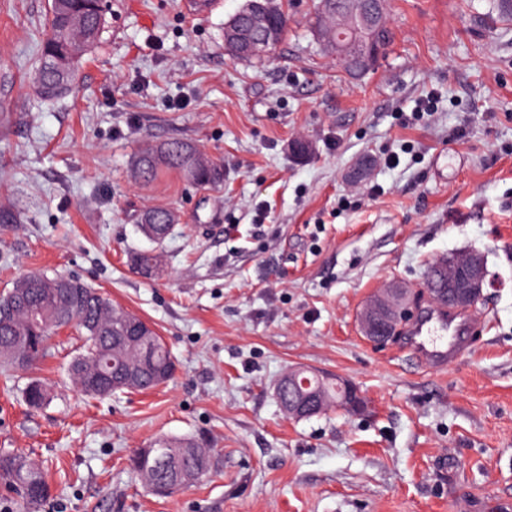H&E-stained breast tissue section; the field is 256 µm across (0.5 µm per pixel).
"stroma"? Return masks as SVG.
Listing matches in <instances>:
<instances>
[{
    "mask_svg": "<svg viewBox=\"0 0 512 512\" xmlns=\"http://www.w3.org/2000/svg\"><path fill=\"white\" fill-rule=\"evenodd\" d=\"M180 2L106 0L73 89L45 100L30 73L48 0H0V290L79 278L176 365L158 388L86 398L66 372L71 326L33 371L0 373V448L47 471L41 512H512V18L497 0H389L391 43L351 78L309 32L315 0H281L288 34L261 63L224 49L244 0L200 16ZM167 141L197 146L223 184L140 182L136 156ZM156 207L178 221L147 279L130 257ZM465 250L487 270L466 354L435 369L405 340L363 338L371 295L401 282L426 303L431 263ZM297 365L351 381L366 416L286 418L274 387ZM32 376L53 396L39 410L22 397ZM186 436L216 467L152 495L130 456Z\"/></svg>",
    "mask_w": 512,
    "mask_h": 512,
    "instance_id": "35a3bbf8",
    "label": "stroma"
}]
</instances>
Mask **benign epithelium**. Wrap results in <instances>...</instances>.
<instances>
[{
  "label": "benign epithelium",
  "instance_id": "7a95c632",
  "mask_svg": "<svg viewBox=\"0 0 512 512\" xmlns=\"http://www.w3.org/2000/svg\"><path fill=\"white\" fill-rule=\"evenodd\" d=\"M387 19V0H345L335 31L315 33L322 51L339 67L353 64L359 75L373 68L380 56L373 30ZM260 42L243 41L235 21L224 29V47L241 54L253 53ZM486 286L484 258L470 251L457 252L437 259L431 264L429 280L425 282L431 303L441 306L453 301L459 307H468L481 299ZM415 314L411 292L400 284H393L374 294L360 313V330L370 342L386 343L395 325H405ZM336 383V410L345 414H361L368 410L360 399L353 397L356 387L349 381L305 367H295L279 379L275 395L284 414L302 420L324 410V385Z\"/></svg>",
  "mask_w": 512,
  "mask_h": 512
}]
</instances>
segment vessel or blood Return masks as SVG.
Instances as JSON below:
<instances>
[{
    "label": "vessel or blood",
    "instance_id": "obj_1",
    "mask_svg": "<svg viewBox=\"0 0 512 512\" xmlns=\"http://www.w3.org/2000/svg\"><path fill=\"white\" fill-rule=\"evenodd\" d=\"M474 316L454 309H423L408 328L409 343L426 364L442 366L464 348L465 334Z\"/></svg>",
    "mask_w": 512,
    "mask_h": 512
}]
</instances>
